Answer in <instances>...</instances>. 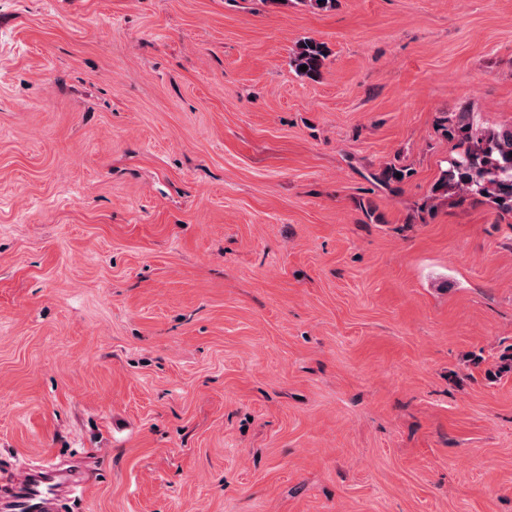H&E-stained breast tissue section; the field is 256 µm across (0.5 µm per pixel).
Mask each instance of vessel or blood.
Wrapping results in <instances>:
<instances>
[{
	"mask_svg": "<svg viewBox=\"0 0 512 512\" xmlns=\"http://www.w3.org/2000/svg\"><path fill=\"white\" fill-rule=\"evenodd\" d=\"M68 472L42 468L0 486V512H53L63 492L72 490Z\"/></svg>",
	"mask_w": 512,
	"mask_h": 512,
	"instance_id": "vessel-or-blood-1",
	"label": "vessel or blood"
}]
</instances>
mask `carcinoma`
<instances>
[{
  "instance_id": "1",
  "label": "carcinoma",
  "mask_w": 512,
  "mask_h": 512,
  "mask_svg": "<svg viewBox=\"0 0 512 512\" xmlns=\"http://www.w3.org/2000/svg\"><path fill=\"white\" fill-rule=\"evenodd\" d=\"M328 56L325 43L306 38L296 44L290 65L298 76L317 81ZM303 65L307 70H300ZM443 131L454 142V149L423 206L432 209L436 201L457 196L486 204L502 218L511 217L512 124L480 125L465 107L446 118ZM409 176L408 168L390 163L372 174V179L393 193Z\"/></svg>"
}]
</instances>
